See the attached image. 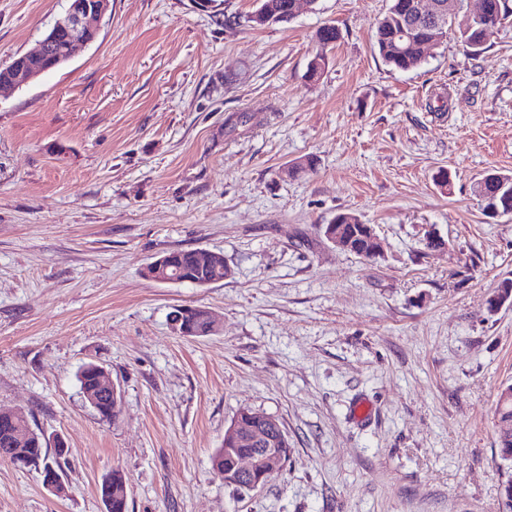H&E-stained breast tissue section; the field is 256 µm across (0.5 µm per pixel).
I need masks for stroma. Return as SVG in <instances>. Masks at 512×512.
I'll list each match as a JSON object with an SVG mask.
<instances>
[{"label":"stroma","mask_w":512,"mask_h":512,"mask_svg":"<svg viewBox=\"0 0 512 512\" xmlns=\"http://www.w3.org/2000/svg\"><path fill=\"white\" fill-rule=\"evenodd\" d=\"M67 5L0 0V66ZM388 5L317 0L255 26L256 0H112L95 42L0 92V409L69 449L62 496L0 460V512H105L117 467L128 512H501L512 307L487 301L512 280V217L473 186L512 174V17L479 57L450 30L397 71L374 46ZM340 213L374 226L379 258L326 241ZM177 249L221 252L230 274L142 275ZM185 305L216 332L180 335ZM89 362L120 390L112 420L81 393ZM245 410L279 419L290 452L241 496L211 456ZM117 471L112 469V488L115 486L114 476H116ZM111 473L107 474L103 479L99 486L100 495L102 498V501L105 496L108 497L110 501L109 508L106 512H128V494L127 496H124L127 492L126 484L123 482L122 485H120L121 489L123 491H120V493H124V495H117L114 490L117 488H114L112 490V493L109 492V484L111 483Z\"/></svg>","instance_id":"obj_1"}]
</instances>
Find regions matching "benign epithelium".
Instances as JSON below:
<instances>
[{"mask_svg": "<svg viewBox=\"0 0 512 512\" xmlns=\"http://www.w3.org/2000/svg\"><path fill=\"white\" fill-rule=\"evenodd\" d=\"M112 9V0H69L63 17L40 41L38 48L15 58L6 67V75L0 79L2 87H20L44 73V68L59 67L68 62L76 48L94 42L101 30V24ZM451 12L448 0H410L406 6L399 30L400 38L409 40L418 33L420 24L437 33L445 31ZM349 223L362 230L369 244L366 251L359 249L356 236L341 233L335 225L324 228L326 240L334 247L365 259H372L381 253L382 245L373 227L362 224L356 218ZM197 286L209 284L212 272L224 264V255L217 251L200 249L197 251ZM173 261L162 256L144 268V274L156 281L175 283L177 279L169 273ZM100 385L94 392L86 393L90 402L95 403L106 396L113 406L120 402L118 387L109 379L104 368H99ZM285 431L280 421L268 414L243 411L224 434V454L230 462L224 466L221 478L224 485L239 493L254 491L266 484L280 472L288 455Z\"/></svg>", "mask_w": 512, "mask_h": 512, "instance_id": "benign-epithelium-1", "label": "benign epithelium"}]
</instances>
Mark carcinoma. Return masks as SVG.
Instances as JSON below:
<instances>
[{"mask_svg":"<svg viewBox=\"0 0 512 512\" xmlns=\"http://www.w3.org/2000/svg\"><path fill=\"white\" fill-rule=\"evenodd\" d=\"M407 0H389V7L376 28L375 47L383 62L398 71H409L420 66L425 58L420 48V39L428 34L427 27H422L419 39L401 44L396 38L399 29L400 14L396 8ZM265 4L274 14V22H289L295 14L292 12V0H265ZM490 10L481 17L461 18L448 22L456 27L463 45L473 57L480 56L494 33L512 12L508 0H489ZM475 192L494 195L504 208L512 209V182L509 175L489 172L476 182ZM169 255L175 261V270L180 279L196 278V252L190 250H173ZM98 365L88 363L79 372L81 389H91L97 378ZM508 396H500L495 411L497 423L506 428V433L499 436V459L506 466L505 480L502 481L501 495L503 512H512V387L505 389ZM48 443L44 435L35 431L27 417L19 413L15 416L0 415V450L11 454L10 462L23 467L42 470L50 466L59 467L57 459L47 455ZM110 476H105L99 486L100 495L110 500L107 512H128V497L109 492Z\"/></svg>","mask_w":512,"mask_h":512,"instance_id":"carcinoma-1","label":"carcinoma"}]
</instances>
